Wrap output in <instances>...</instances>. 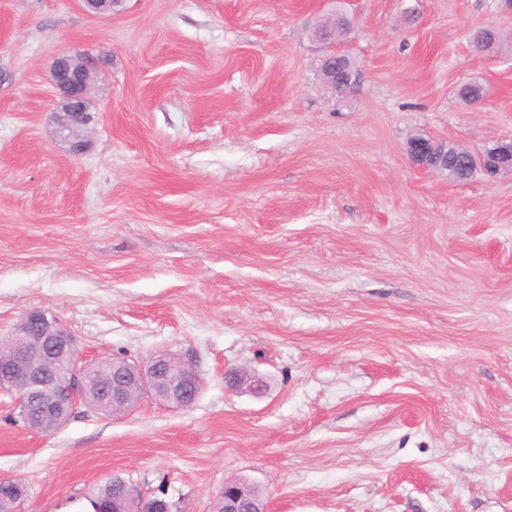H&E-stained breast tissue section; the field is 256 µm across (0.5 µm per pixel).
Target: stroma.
<instances>
[{
	"label": "stroma",
	"mask_w": 512,
	"mask_h": 512,
	"mask_svg": "<svg viewBox=\"0 0 512 512\" xmlns=\"http://www.w3.org/2000/svg\"><path fill=\"white\" fill-rule=\"evenodd\" d=\"M345 7L341 99L311 36L336 0H0V336L40 309L87 358L188 351L204 380L189 408L82 405L50 433L0 395L16 512H89L115 476L184 512L236 479L269 512H512V175L407 155L512 138V48L471 40L512 32V7ZM64 52L102 60L79 154ZM469 79L480 103L454 93ZM336 59V66H331L328 69L329 78L332 81H337L341 84L340 94L336 93L340 97L347 96L354 86L357 84V69L355 67L354 62L345 55H331L326 59ZM324 59L322 63V72L324 75V69L328 68V61ZM407 154L412 164L420 169L436 171L446 169L453 175V181L462 183L472 179L464 164V158L452 146L442 145L421 135L411 137L407 142Z\"/></svg>",
	"instance_id": "35a3bbf8"
}]
</instances>
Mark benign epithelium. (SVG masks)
Wrapping results in <instances>:
<instances>
[{"instance_id":"obj_1","label":"benign epithelium","mask_w":512,"mask_h":512,"mask_svg":"<svg viewBox=\"0 0 512 512\" xmlns=\"http://www.w3.org/2000/svg\"><path fill=\"white\" fill-rule=\"evenodd\" d=\"M97 60L85 62L62 54L53 66V85L61 101L58 134L74 139L71 118L92 120L88 98L90 80ZM407 154L420 169L448 168V147L421 135L407 142ZM468 165L494 180L512 174V139L493 152H466ZM11 339L12 355L0 361V393L11 397L16 409L25 413L36 406L33 430L49 432L62 426L84 400L82 380L91 372L100 373L94 406L107 408L112 415H126L145 397L176 409L190 407L198 398L202 378L193 360L183 354L164 352L145 364L112 363V369L99 372L100 363L83 359L75 337L58 320L42 310L25 317ZM258 485L250 482L224 485V512H267L257 498Z\"/></svg>"}]
</instances>
